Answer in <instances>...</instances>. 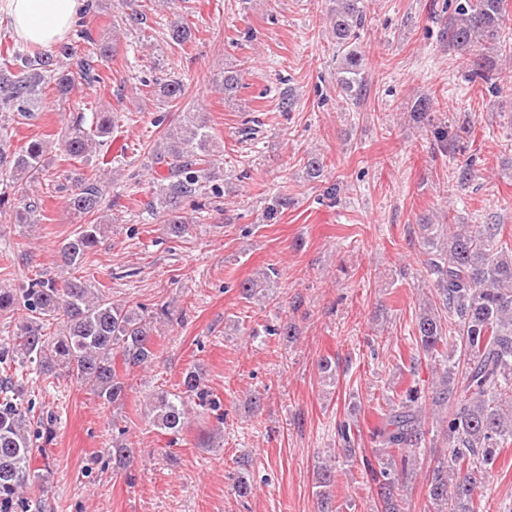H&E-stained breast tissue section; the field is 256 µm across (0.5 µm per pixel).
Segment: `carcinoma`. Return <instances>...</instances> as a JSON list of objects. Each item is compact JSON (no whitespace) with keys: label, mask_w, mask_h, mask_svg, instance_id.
I'll use <instances>...</instances> for the list:
<instances>
[{"label":"carcinoma","mask_w":512,"mask_h":512,"mask_svg":"<svg viewBox=\"0 0 512 512\" xmlns=\"http://www.w3.org/2000/svg\"><path fill=\"white\" fill-rule=\"evenodd\" d=\"M331 31L343 62L341 90L351 96L362 85L361 55L357 49L366 11L363 0H332ZM505 0H459L448 25V44L466 55L469 80L489 83L496 63L487 56L468 55L472 44L503 45ZM117 23L126 30H138L146 16L129 9V0L113 3ZM192 37L187 21L171 24L165 45L183 47ZM117 38L95 37L89 24L79 23L76 39L61 42L44 51L29 54L7 47L0 53V208L10 212L16 224L38 223V207L30 201L28 187L45 170L47 144L33 140L27 147L12 145L15 127L21 121L40 117L46 108V90L57 105L65 104L82 84L103 82L101 66L114 56ZM156 96L167 103L185 94L184 85L168 80L157 83ZM115 117L94 112L86 121L74 113L61 135L69 160L89 161L105 144ZM434 135L452 153L461 150L460 132L465 121L435 125ZM214 141L200 112H188L175 130L164 135L150 153L156 170L147 211L162 215L167 234H188L195 217L183 204L203 194L219 178ZM112 181L78 168L59 175L57 192L75 219L100 211ZM105 225L86 222L61 247V258L70 269L82 267L87 254L97 245ZM425 265L433 293L423 302L416 322V351L433 360L430 382L431 405L441 410L436 423L443 433L447 452L433 458L425 480L430 512H478L474 493L488 476L498 450L512 444V246L504 240L501 224L417 225ZM278 277L274 267L261 280L240 284L249 298ZM22 293L27 317L17 326L13 342L0 346V364L18 360L36 365L48 376L64 374L105 404L115 405L125 396L126 376L156 359L153 342L156 324L170 320L162 306L156 312L112 302L89 280L36 279L27 287L0 288V311L12 309ZM60 320L63 328L54 336L45 333L46 322ZM211 412L216 431L201 440L211 445L221 433L224 413L221 404L206 389L203 373L187 369L177 393L161 391L150 402L157 426L177 435L187 425L191 406ZM21 390L12 377L0 378V512H31L35 489L44 475L32 468L34 445L40 431L31 429L29 413ZM428 430L420 390L412 386L398 403L383 414L374 439L385 450L386 466L376 469L371 462L365 472L375 483L380 512H404L395 475L413 473V462L423 451ZM124 431L112 438V464L122 468L130 459L123 443ZM344 455L353 459L355 434L344 425L338 428ZM336 467L320 462L315 472V495L319 512H335L332 487Z\"/></svg>","instance_id":"obj_1"}]
</instances>
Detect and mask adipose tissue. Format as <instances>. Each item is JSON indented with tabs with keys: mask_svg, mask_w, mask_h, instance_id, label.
Masks as SVG:
<instances>
[{
	"mask_svg": "<svg viewBox=\"0 0 512 512\" xmlns=\"http://www.w3.org/2000/svg\"><path fill=\"white\" fill-rule=\"evenodd\" d=\"M84 0H0V13L22 42L48 47L63 40L79 15Z\"/></svg>",
	"mask_w": 512,
	"mask_h": 512,
	"instance_id": "1",
	"label": "adipose tissue"
}]
</instances>
